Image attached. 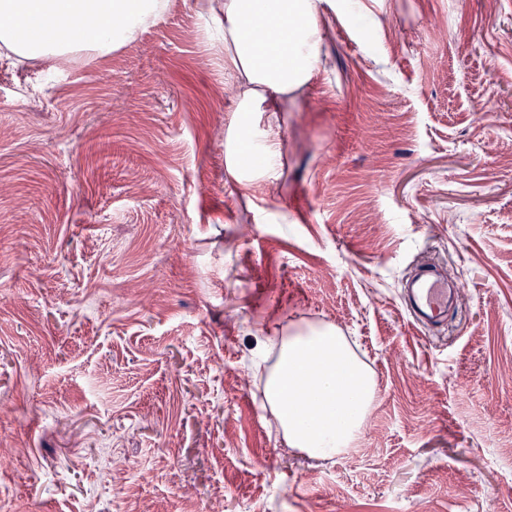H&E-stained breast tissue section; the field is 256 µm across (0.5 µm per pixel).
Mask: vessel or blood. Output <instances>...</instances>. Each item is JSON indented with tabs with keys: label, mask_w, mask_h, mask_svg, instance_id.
Masks as SVG:
<instances>
[{
	"label": "vessel or blood",
	"mask_w": 512,
	"mask_h": 512,
	"mask_svg": "<svg viewBox=\"0 0 512 512\" xmlns=\"http://www.w3.org/2000/svg\"><path fill=\"white\" fill-rule=\"evenodd\" d=\"M459 287L435 265L423 263L402 281L400 298L415 324L438 331L456 317Z\"/></svg>",
	"instance_id": "1"
}]
</instances>
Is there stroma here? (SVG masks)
Masks as SVG:
<instances>
[{
	"instance_id": "1",
	"label": "stroma",
	"mask_w": 512,
	"mask_h": 512,
	"mask_svg": "<svg viewBox=\"0 0 512 512\" xmlns=\"http://www.w3.org/2000/svg\"><path fill=\"white\" fill-rule=\"evenodd\" d=\"M326 9L271 175L194 0L59 76L0 51V512H512V0ZM426 257L469 297L439 337ZM313 328L373 376L351 468L251 366ZM249 122L250 120L240 123L239 135L243 138L249 135L250 139L258 141L259 144L253 145L257 161L250 165L246 164L243 159L238 158L234 161L235 165L239 168L242 161L243 165L249 170L271 174L276 162V149L268 144L265 134L253 122ZM459 288V281H449L435 265L423 263L401 282L400 298L415 324L439 331L456 317Z\"/></svg>"
}]
</instances>
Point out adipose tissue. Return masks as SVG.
I'll list each match as a JSON object with an SVG mask.
<instances>
[{"mask_svg": "<svg viewBox=\"0 0 512 512\" xmlns=\"http://www.w3.org/2000/svg\"><path fill=\"white\" fill-rule=\"evenodd\" d=\"M323 0H196L199 14L217 21L224 71L238 92L233 110L245 116L240 136L253 139L254 171L271 173L276 149L248 118L283 111L288 100L328 65ZM171 0H0V13L15 26L0 31V46L57 68L84 52L104 58L133 42L169 11ZM263 24L255 31L247 15ZM279 351L266 383V398L289 447L325 458L360 430L374 399L369 373L345 350L334 330L272 336Z\"/></svg>", "mask_w": 512, "mask_h": 512, "instance_id": "obj_1", "label": "adipose tissue"}]
</instances>
